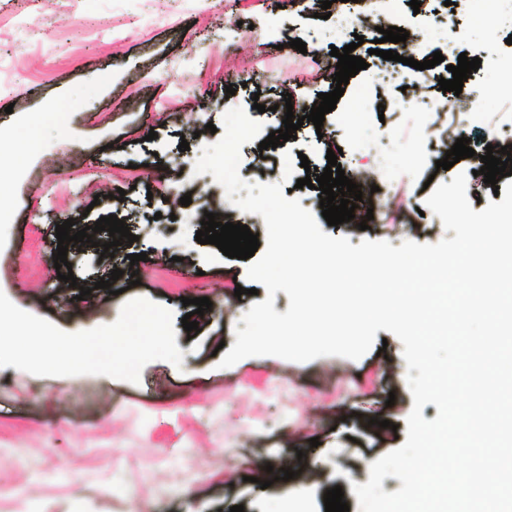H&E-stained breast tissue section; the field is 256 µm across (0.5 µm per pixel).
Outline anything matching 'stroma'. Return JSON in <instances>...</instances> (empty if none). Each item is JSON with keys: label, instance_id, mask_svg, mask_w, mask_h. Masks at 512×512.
Wrapping results in <instances>:
<instances>
[{"label": "stroma", "instance_id": "obj_1", "mask_svg": "<svg viewBox=\"0 0 512 512\" xmlns=\"http://www.w3.org/2000/svg\"><path fill=\"white\" fill-rule=\"evenodd\" d=\"M426 0L437 25L422 28L408 0H348L351 18L395 14L408 31L406 49L480 58L468 93L485 100L486 116L460 113L474 157L451 169L435 162L444 148L429 129L435 113L396 111L397 82L376 83L379 56L368 45L355 53L368 63L350 78L322 128L307 122L319 94L335 83L322 63L332 48L353 44L337 36L335 18H318L315 0H0V292L16 306L73 333L115 322L123 304L143 297L173 311L181 367L147 364L139 383L107 376L39 377L0 369V493L28 501L27 512H266L297 480L269 487L253 482L260 460L279 466L301 454L307 512H325L326 490L341 487L349 512H359L353 484L369 480L368 461L407 439L413 397L403 345L380 330L372 351L358 360L320 357L308 363L275 356L246 357L220 367L214 350L233 346L245 312L265 300L250 294L248 263L199 244L198 213L209 208L223 222L248 225L266 241L262 216L232 206L214 178L194 166L217 142L207 124L221 126L232 107L282 129L291 100L304 123L285 148H241L239 175L254 183L281 181L283 151L305 154L325 168L328 150L352 178L372 174L394 182L409 216L393 234V214L370 229L357 221L324 226L334 237L435 244L447 232L425 211L426 181L451 182L468 173L473 210L493 200L475 171L486 141H512V0ZM305 52L291 48L293 39ZM234 95H227V88ZM265 112H258V105ZM388 132L386 162L368 152ZM187 151H179L181 141ZM124 198H116L117 190ZM190 205H182L183 195ZM124 220L136 240L112 256L84 245L68 252L76 286L56 285L57 223L90 226L100 217ZM146 253L150 268L131 264ZM119 279H112L113 269ZM111 279L110 289L97 281ZM245 288L227 294L228 284ZM209 298L211 310L186 333L183 298ZM318 446H311V438Z\"/></svg>", "mask_w": 512, "mask_h": 512}]
</instances>
